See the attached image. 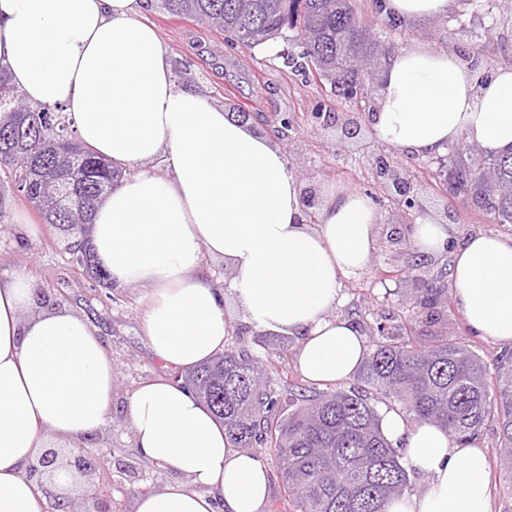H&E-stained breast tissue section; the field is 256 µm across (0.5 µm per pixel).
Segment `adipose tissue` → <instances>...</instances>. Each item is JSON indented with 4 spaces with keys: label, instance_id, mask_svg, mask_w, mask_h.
<instances>
[{
    "label": "adipose tissue",
    "instance_id": "adipose-tissue-1",
    "mask_svg": "<svg viewBox=\"0 0 512 512\" xmlns=\"http://www.w3.org/2000/svg\"><path fill=\"white\" fill-rule=\"evenodd\" d=\"M145 0H0V66L36 104H60L80 142L121 175L86 243L117 286L150 288L148 346L167 375L138 383L125 415L138 451L173 475L138 492L132 512H264L268 474L233 448L183 382L223 354L234 316L261 332L298 337L295 360L313 383L352 379L368 352L359 326L336 315L341 282L372 260L373 204L356 191L321 196L309 223L282 147L191 88L177 86ZM372 136L432 157L459 140L512 148V70L478 79L471 61L414 44L381 61ZM449 225L414 224L411 246L447 250ZM451 250V249H448ZM452 252L454 297L470 330L512 344V237L474 234ZM223 262L210 285L204 259ZM33 276L0 277V512H44L67 474L36 481L26 469L49 439L74 445L112 415V358L84 315L33 305ZM381 428L425 477L388 512H491L482 448L436 424L386 408Z\"/></svg>",
    "mask_w": 512,
    "mask_h": 512
}]
</instances>
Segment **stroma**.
<instances>
[{
    "mask_svg": "<svg viewBox=\"0 0 512 512\" xmlns=\"http://www.w3.org/2000/svg\"><path fill=\"white\" fill-rule=\"evenodd\" d=\"M355 5L374 35L391 40L396 48L420 43L437 50L450 40L462 56L477 58L481 70L512 68V0H490L485 12L477 11L469 0H455L446 17L419 19L396 29L381 15L376 0H355ZM142 17L158 29L178 84L205 89L209 100L230 114L249 113L252 124L268 135L281 120L290 121L292 129L280 144L302 187L320 192L338 186L370 195L380 223L392 222L390 198L371 178L373 153L388 152L400 167L415 170L413 183L422 203L421 217L451 220L460 238L473 233L512 236V224L496 223L491 214L472 208L463 197L435 182L436 165L430 159L389 152L372 138L365 124L355 137L345 136L342 124L347 115H367L373 106L337 97L330 81L293 72L284 58L293 44V29L284 28L269 43L250 49L232 46L222 33L192 20L164 14L157 0H147ZM0 193L7 198L5 217L0 220V273L28 269L37 287L54 292L58 306L86 316L106 342L117 374L112 424L103 434L85 440L84 446L92 452L111 449L112 457L102 460L97 477L112 485L113 512H130L133 496L144 485L157 488L172 478L161 465L140 458L125 419L130 392L140 381L159 376L161 370L142 331L146 289L116 288L111 296L93 298L91 280L71 270L61 237L41 225L37 211L23 198L13 196L9 184H1ZM36 223L41 226L40 233L27 235L26 225ZM384 266L382 258H373L359 278L343 281L340 315L371 324L378 315L415 295L418 283L413 274L386 276ZM438 309L442 318L436 322L427 320L425 313L416 314L413 330L420 341L453 335L488 363L512 351L471 333L452 292H445ZM229 343L260 356L266 348H275L272 370L291 383L304 385L295 362L297 337L262 333L239 320ZM118 460L136 463L143 480L121 478L114 466Z\"/></svg>",
    "mask_w": 512,
    "mask_h": 512,
    "instance_id": "obj_1",
    "label": "stroma"
}]
</instances>
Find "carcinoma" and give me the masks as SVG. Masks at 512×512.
<instances>
[{"label": "carcinoma", "instance_id": "obj_1", "mask_svg": "<svg viewBox=\"0 0 512 512\" xmlns=\"http://www.w3.org/2000/svg\"><path fill=\"white\" fill-rule=\"evenodd\" d=\"M167 14L224 32L257 47L297 30L294 71L329 77L336 92L372 101L374 88L357 76L358 64L384 55L360 21L353 0H158ZM436 176L470 206L512 224V152L491 154L461 141ZM0 171L20 189L44 223L80 250L88 277L112 289V277L82 243L95 209L112 191L114 173L79 142L63 106L33 107L0 70ZM359 391L277 388L259 356L227 347L187 375V383L224 423L231 445L272 456L293 512H387L409 474L403 453L380 430L374 401L399 404L415 421L441 426L468 440L488 424L500 430L496 460L512 475V356L492 366L450 336L420 342L412 327H376ZM292 410L280 416L279 406Z\"/></svg>", "mask_w": 512, "mask_h": 512}]
</instances>
